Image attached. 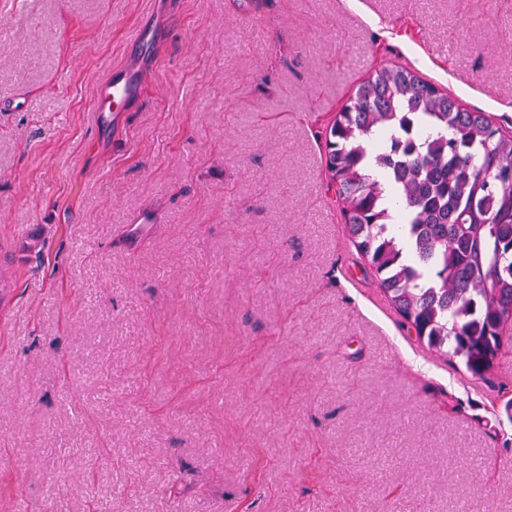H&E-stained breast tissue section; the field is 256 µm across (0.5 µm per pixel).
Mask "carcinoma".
<instances>
[{
  "instance_id": "1",
  "label": "carcinoma",
  "mask_w": 512,
  "mask_h": 512,
  "mask_svg": "<svg viewBox=\"0 0 512 512\" xmlns=\"http://www.w3.org/2000/svg\"><path fill=\"white\" fill-rule=\"evenodd\" d=\"M348 238L428 348L485 376L512 322V133L405 66L324 138Z\"/></svg>"
}]
</instances>
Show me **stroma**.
Here are the masks:
<instances>
[{"label":"stroma","mask_w":512,"mask_h":512,"mask_svg":"<svg viewBox=\"0 0 512 512\" xmlns=\"http://www.w3.org/2000/svg\"><path fill=\"white\" fill-rule=\"evenodd\" d=\"M139 23L158 35L127 44ZM145 96L94 122L106 72ZM512 131V0H0V469L30 512H512V338L437 358L321 135L375 69Z\"/></svg>","instance_id":"1"}]
</instances>
